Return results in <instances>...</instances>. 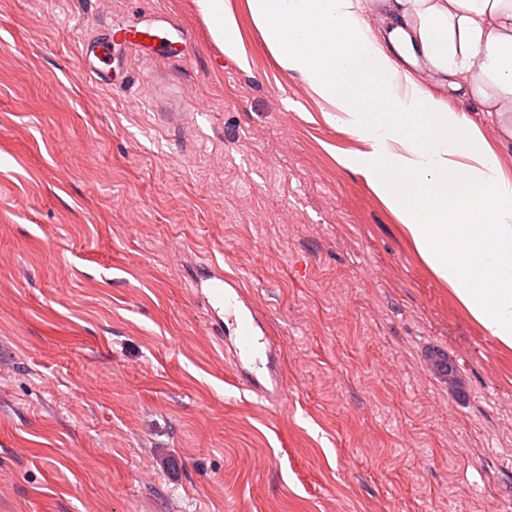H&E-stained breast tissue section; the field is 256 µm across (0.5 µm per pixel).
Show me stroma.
Instances as JSON below:
<instances>
[{
	"instance_id": "35a3bbf8",
	"label": "stroma",
	"mask_w": 512,
	"mask_h": 512,
	"mask_svg": "<svg viewBox=\"0 0 512 512\" xmlns=\"http://www.w3.org/2000/svg\"><path fill=\"white\" fill-rule=\"evenodd\" d=\"M224 2L243 65L194 0H0V512H512V347ZM152 10L190 66L165 44L130 90L87 77L79 37ZM200 259L267 315L279 403L237 385Z\"/></svg>"
}]
</instances>
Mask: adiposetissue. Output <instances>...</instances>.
Wrapping results in <instances>:
<instances>
[{
    "mask_svg": "<svg viewBox=\"0 0 512 512\" xmlns=\"http://www.w3.org/2000/svg\"><path fill=\"white\" fill-rule=\"evenodd\" d=\"M195 2L224 55L245 62L224 0ZM385 2L376 28L360 0H248L279 65L368 145L341 164L398 216L469 314L512 347V179L473 118L512 122V0ZM401 49L423 77L401 68Z\"/></svg>",
    "mask_w": 512,
    "mask_h": 512,
    "instance_id": "adipose-tissue-1",
    "label": "adipose tissue"
}]
</instances>
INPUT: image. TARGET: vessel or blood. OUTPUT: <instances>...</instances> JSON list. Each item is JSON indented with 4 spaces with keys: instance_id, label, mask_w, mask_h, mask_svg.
<instances>
[{
    "instance_id": "vessel-or-blood-1",
    "label": "vessel or blood",
    "mask_w": 512,
    "mask_h": 512,
    "mask_svg": "<svg viewBox=\"0 0 512 512\" xmlns=\"http://www.w3.org/2000/svg\"><path fill=\"white\" fill-rule=\"evenodd\" d=\"M183 38V30L164 16L153 15L131 26L112 27L107 36H85L80 54L89 76L107 83L112 79V48L126 47L133 56L151 60L162 35ZM188 285L205 307L209 327L229 350L237 383L270 403L286 392L282 352L268 330L267 317L251 301L238 277L224 272L214 261L195 263Z\"/></svg>"
}]
</instances>
